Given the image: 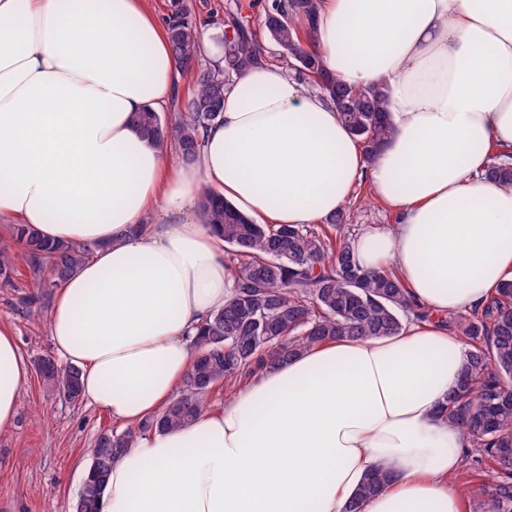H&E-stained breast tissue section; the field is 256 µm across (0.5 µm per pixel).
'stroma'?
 Listing matches in <instances>:
<instances>
[{"instance_id": "35a3bbf8", "label": "stroma", "mask_w": 512, "mask_h": 512, "mask_svg": "<svg viewBox=\"0 0 512 512\" xmlns=\"http://www.w3.org/2000/svg\"><path fill=\"white\" fill-rule=\"evenodd\" d=\"M268 0H189L199 23L224 29L228 13L244 22L253 39L264 37L263 19ZM350 228L391 226L393 216L360 188L345 207ZM13 284L0 287V325L15 334L29 376L21 390L16 420L0 431V512H72L89 450L101 430L117 429L108 412L87 402L71 404L53 395L38 370L41 358L53 355L46 319H32L19 301L32 291L34 272L24 256L16 258Z\"/></svg>"}]
</instances>
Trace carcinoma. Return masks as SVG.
Masks as SVG:
<instances>
[{
    "label": "carcinoma",
    "mask_w": 512,
    "mask_h": 512,
    "mask_svg": "<svg viewBox=\"0 0 512 512\" xmlns=\"http://www.w3.org/2000/svg\"><path fill=\"white\" fill-rule=\"evenodd\" d=\"M317 9L318 0H272L263 22L267 39L293 61L298 74L331 98L341 120L371 158L392 133L385 111L386 87L351 88L336 81L310 45L311 29L297 26L299 18L313 25ZM166 23L174 59L190 82L191 94L174 120L148 110L137 113L134 123L189 164L196 157L200 130L221 115L230 78L255 62L261 46L236 16H230L232 34L224 39V72L219 74L201 63L199 29L188 0H171ZM511 155L504 150L494 156L488 170L491 180L512 186ZM200 209L224 240L236 294L200 326L192 343L193 363L179 394L165 409L136 429L120 433L107 429L97 435L74 512H98L112 462L136 435L190 423L207 408L215 384L248 379L272 354L287 358L336 337L360 341L395 336L412 319L424 318L395 275L359 265L343 211L324 224H257L208 191L201 195ZM12 242L34 268L49 267L52 280L38 277L34 282L42 297L93 252L89 245L47 239L28 224L13 225ZM13 273V249L3 245L0 282L10 283ZM448 326L467 340L469 349L461 388L440 413L467 436L470 447L465 449L463 468L491 465L490 481L474 512H512V280L501 283L483 309L448 317ZM39 370L53 393L71 402L82 399L78 368H62L54 359L44 358ZM386 480L383 469L371 472L347 512H361L362 503Z\"/></svg>",
    "instance_id": "carcinoma-1"
}]
</instances>
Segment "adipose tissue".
Here are the masks:
<instances>
[{"label": "adipose tissue", "mask_w": 512, "mask_h": 512, "mask_svg": "<svg viewBox=\"0 0 512 512\" xmlns=\"http://www.w3.org/2000/svg\"><path fill=\"white\" fill-rule=\"evenodd\" d=\"M312 44L340 82L388 88L392 134L374 160L330 97L258 58L234 77L193 163L142 134L181 72L149 0H0V223L89 244L48 314L82 397L137 427L174 398L202 320L235 293L209 189L260 224H317L358 186L391 228L354 242L393 269L432 321L335 338L268 363L190 424L137 435L99 512H461L468 442L439 413L467 345L438 317L483 306L512 279V187L487 177L512 149V0H319ZM27 364L0 328V429ZM387 480V473L378 468L371 472L361 486L357 489L355 496L348 506L347 512H361L362 503L381 490Z\"/></svg>", "instance_id": "ef3b65f1"}]
</instances>
